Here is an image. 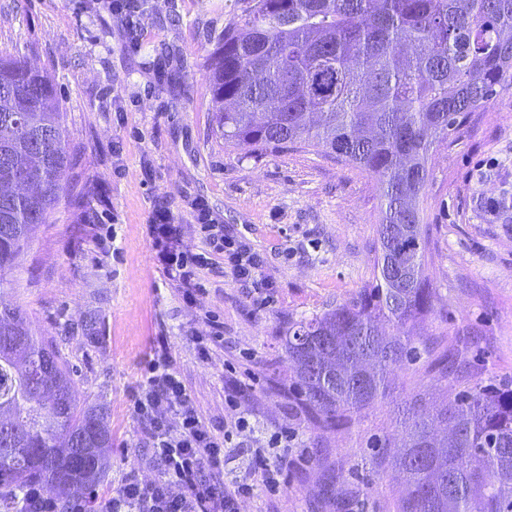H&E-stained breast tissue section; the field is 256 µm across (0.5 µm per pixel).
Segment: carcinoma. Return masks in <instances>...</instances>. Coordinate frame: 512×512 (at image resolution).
<instances>
[{
    "instance_id": "1",
    "label": "carcinoma",
    "mask_w": 512,
    "mask_h": 512,
    "mask_svg": "<svg viewBox=\"0 0 512 512\" xmlns=\"http://www.w3.org/2000/svg\"><path fill=\"white\" fill-rule=\"evenodd\" d=\"M211 93L224 140L248 153L313 147L379 182L389 224L419 228L377 254L375 282L350 304L288 322V381L321 427L336 428L386 397L416 354L413 329L435 311L420 228L430 151L482 103L512 87V0H254L213 53ZM65 112L47 75L0 56V291L12 288L32 232L47 223L70 164ZM452 387L461 356L438 363ZM0 512L28 486L61 501L105 472V411L78 407L57 345L29 330L18 305L0 308ZM70 438L90 448L76 470ZM408 492L395 512H512V382L479 380L408 428L389 459Z\"/></svg>"
}]
</instances>
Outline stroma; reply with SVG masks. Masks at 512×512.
<instances>
[{
	"instance_id": "1",
	"label": "stroma",
	"mask_w": 512,
	"mask_h": 512,
	"mask_svg": "<svg viewBox=\"0 0 512 512\" xmlns=\"http://www.w3.org/2000/svg\"><path fill=\"white\" fill-rule=\"evenodd\" d=\"M249 2L148 0L133 40L106 0H0V55L49 77L71 147L67 191L37 227L6 299L33 332L56 340L80 407L108 414L112 465L93 489L97 500L147 453L131 393L152 340L165 336L207 418H233L224 366L241 362L255 375L238 398L256 435L286 424L299 431L279 493L256 489L242 512H395L404 486L380 466L377 443L389 440L398 453L415 399L433 407L449 398L435 363L462 343L472 373L455 389L512 378V89L471 112L429 156L422 207L437 311L416 329L417 359L397 371L381 403L324 431L288 390L283 338L289 320L350 302L373 281L381 191L368 172L316 149L249 154L216 133L212 53ZM196 198L265 256L274 283L267 307L217 263L204 270L201 308L191 310L154 264V204H169L195 250ZM206 311L223 322L224 340L204 362L190 333H209Z\"/></svg>"
}]
</instances>
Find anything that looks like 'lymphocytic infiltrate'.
<instances>
[{"label":"lymphocytic infiltrate","instance_id":"1","mask_svg":"<svg viewBox=\"0 0 512 512\" xmlns=\"http://www.w3.org/2000/svg\"><path fill=\"white\" fill-rule=\"evenodd\" d=\"M190 215L202 238V248L195 253L183 247L182 226L167 203L154 206L148 224L156 265L178 288L184 304L197 308L205 291L202 272L217 260L250 290L257 304L268 303L273 283L263 274L261 254L245 237L228 233L206 200L195 199ZM132 410L150 448L145 464L154 476L146 481L138 471L128 472L98 512H241L253 486L227 480L225 461L228 449L239 447L242 434L250 431V422L242 411L220 425L203 415L174 367L166 337H156L152 344L133 392ZM297 445V436L288 427L252 438L256 473L265 489L277 491L284 482L279 449Z\"/></svg>","mask_w":512,"mask_h":512}]
</instances>
